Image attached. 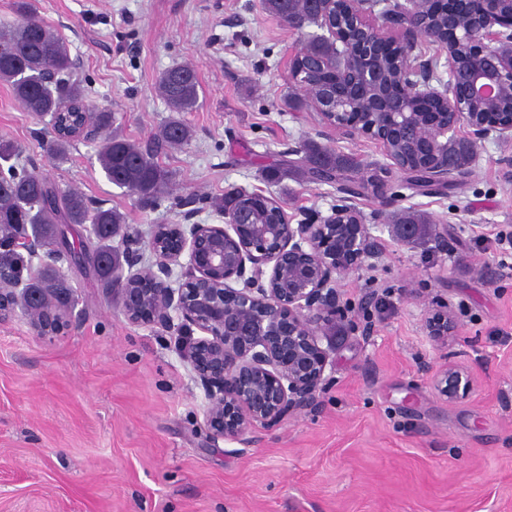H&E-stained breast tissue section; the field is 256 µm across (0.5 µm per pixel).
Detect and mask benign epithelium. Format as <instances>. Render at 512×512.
I'll return each mask as SVG.
<instances>
[{
  "label": "benign epithelium",
  "mask_w": 512,
  "mask_h": 512,
  "mask_svg": "<svg viewBox=\"0 0 512 512\" xmlns=\"http://www.w3.org/2000/svg\"><path fill=\"white\" fill-rule=\"evenodd\" d=\"M446 15L447 26L434 30L401 0H323L319 29L334 40L338 64L311 101L327 125L377 142L403 173L392 141L413 148L426 130L427 159L413 174L442 186L465 174L448 166V140H512V109L502 105L512 96V0H448ZM420 39L446 52L448 83L440 88L432 84V62L412 56ZM163 235L178 246L161 248ZM150 249L155 262L147 268L138 253H127L122 313L132 324L180 336L207 399L204 425L217 440L273 430L316 407L332 366L331 338L346 314L337 282L382 254L348 193L329 214L303 212L295 223L279 205L260 217L226 205L222 224H157ZM185 251L184 282L174 288L171 265ZM22 293L21 279L0 288V323L18 308L26 317L42 308L37 295L18 307ZM31 327L52 342L71 320ZM425 329L445 345L458 326L445 309L429 314ZM432 384L450 402L472 389L452 365L435 372Z\"/></svg>",
  "instance_id": "7a95c632"
}]
</instances>
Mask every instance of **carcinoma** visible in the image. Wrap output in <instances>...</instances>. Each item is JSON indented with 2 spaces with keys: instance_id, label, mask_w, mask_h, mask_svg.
Returning <instances> with one entry per match:
<instances>
[{
  "instance_id": "carcinoma-1",
  "label": "carcinoma",
  "mask_w": 512,
  "mask_h": 512,
  "mask_svg": "<svg viewBox=\"0 0 512 512\" xmlns=\"http://www.w3.org/2000/svg\"><path fill=\"white\" fill-rule=\"evenodd\" d=\"M263 6L270 17L283 23L289 20L298 30L319 9L318 0H263ZM15 8L19 20L0 26V83L10 87L15 99L31 115L41 120L48 117L60 126L77 122L78 113L61 111L64 99L89 110L85 90L70 81L74 62L66 43L36 15L29 0H16ZM300 54L302 59H294V64L301 63L310 69L328 59L329 46L320 38L308 36ZM157 89L171 112H189L198 105L199 83L195 70L189 65L165 70L158 78ZM313 93L315 87L302 86L300 92L288 93L286 104L289 109L298 111L304 105V97ZM96 120L101 129L97 157L106 179L137 194L144 202L157 199L169 184L170 174L156 154L112 133V113L102 109L96 113ZM156 138L180 145L192 138V130L173 117L159 128ZM74 142L75 139L64 133L55 136L49 144L52 159L66 160ZM302 150L301 172L307 182L331 186L352 183L364 193L383 186L377 172H361L360 164L351 156L314 142L305 143ZM473 156L474 146L460 141L451 149L450 160L462 167L469 164ZM392 222L420 224V235L428 232L423 226L425 219L414 211L397 213ZM58 224L94 225L98 250L104 259L96 277L109 291L118 287L113 275L123 268L127 253L121 248L128 239L124 214L113 208L92 207L81 193L59 190L34 169L17 171L13 164L5 171L0 169V261L16 270L23 278L24 287L54 304L65 306L72 297L71 286L60 274L57 263L67 261L74 266L81 265L83 239L71 243L69 250L59 254V258L43 264L35 277L29 276L31 258L12 248L16 240L33 236L42 239L49 251H57L54 232Z\"/></svg>"
}]
</instances>
